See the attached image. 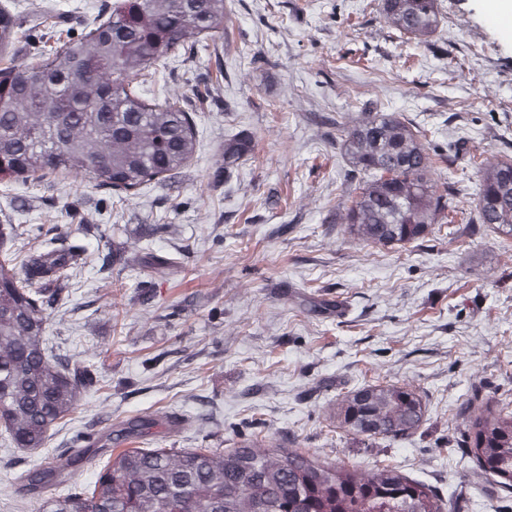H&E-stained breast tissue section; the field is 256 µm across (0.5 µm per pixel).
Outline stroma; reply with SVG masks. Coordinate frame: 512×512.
I'll use <instances>...</instances> for the list:
<instances>
[{"label": "stroma", "mask_w": 512, "mask_h": 512, "mask_svg": "<svg viewBox=\"0 0 512 512\" xmlns=\"http://www.w3.org/2000/svg\"><path fill=\"white\" fill-rule=\"evenodd\" d=\"M40 23L14 44L31 61L85 32L112 0H16ZM223 32L146 76L147 99L195 113L197 153L173 178L118 198L88 177L0 189L18 246L82 239L49 310L53 354L84 368L75 413L37 453L0 443V512H37L21 474L82 456L132 418L153 448H300L362 470L394 466L455 512H512V494L463 456L458 412L474 387L512 395V238L476 221L482 162L512 157V31L487 0H440L428 41L389 26L380 0H226ZM420 130L451 224L371 247L336 211L355 182L341 144L364 113ZM251 155L224 161V142ZM175 258L157 276L145 251ZM409 383L427 399L406 439H367L331 416L338 395Z\"/></svg>", "instance_id": "obj_1"}]
</instances>
